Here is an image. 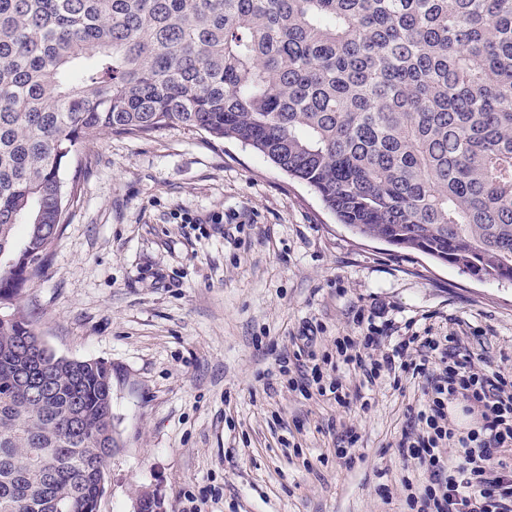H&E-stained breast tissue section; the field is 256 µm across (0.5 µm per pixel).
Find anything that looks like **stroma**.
I'll list each match as a JSON object with an SVG mask.
<instances>
[{
	"label": "stroma",
	"instance_id": "obj_1",
	"mask_svg": "<svg viewBox=\"0 0 512 512\" xmlns=\"http://www.w3.org/2000/svg\"><path fill=\"white\" fill-rule=\"evenodd\" d=\"M48 266L20 306L57 355L112 369L118 447L98 512H409L421 477L393 444L421 394L383 381L363 412L305 399L276 358L306 326L319 349L357 309L479 335L486 369L512 364V285L478 281L338 224L305 184L235 140L171 126L103 133ZM355 429L351 464L329 424Z\"/></svg>",
	"mask_w": 512,
	"mask_h": 512
}]
</instances>
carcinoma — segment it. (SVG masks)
<instances>
[{"instance_id": "1", "label": "carcinoma", "mask_w": 512, "mask_h": 512, "mask_svg": "<svg viewBox=\"0 0 512 512\" xmlns=\"http://www.w3.org/2000/svg\"><path fill=\"white\" fill-rule=\"evenodd\" d=\"M173 125L252 147L362 236L512 283V0H0V512H98L112 369L56 355L16 300L81 144Z\"/></svg>"}]
</instances>
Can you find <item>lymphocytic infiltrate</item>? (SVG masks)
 Returning <instances> with one entry per match:
<instances>
[{
    "label": "lymphocytic infiltrate",
    "instance_id": "lymphocytic-infiltrate-1",
    "mask_svg": "<svg viewBox=\"0 0 512 512\" xmlns=\"http://www.w3.org/2000/svg\"><path fill=\"white\" fill-rule=\"evenodd\" d=\"M471 337L453 331L445 336L402 334L392 345L375 325L335 340V353H316L308 334L292 337L291 351L278 355L280 375L304 396L330 397L340 407H371L370 390L392 379H422L423 395L409 405L413 425L395 447L403 458L417 460L424 478L407 495L411 512H512V368L485 370L471 347ZM303 361L299 378H291L292 361ZM360 372L362 389L351 392L342 375ZM464 405L476 413L475 427L458 429L449 409Z\"/></svg>",
    "mask_w": 512,
    "mask_h": 512
}]
</instances>
